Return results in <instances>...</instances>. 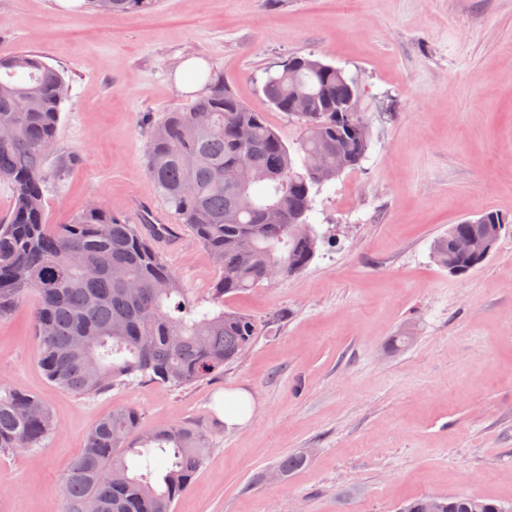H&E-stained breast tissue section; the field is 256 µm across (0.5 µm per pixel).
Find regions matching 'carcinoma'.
I'll return each instance as SVG.
<instances>
[{"instance_id":"1","label":"carcinoma","mask_w":512,"mask_h":512,"mask_svg":"<svg viewBox=\"0 0 512 512\" xmlns=\"http://www.w3.org/2000/svg\"><path fill=\"white\" fill-rule=\"evenodd\" d=\"M155 0H84L100 15L150 10ZM68 86L59 70L29 51L0 58V180L13 206L0 218V319L29 295L39 363L47 378L77 395H94L137 380L175 388L224 372L259 334L247 314L228 305L235 295L282 276L301 274L325 242L312 224L315 196L336 173L361 166L371 134L362 113L336 111L360 92L358 79L318 59L303 68L266 70L261 91L293 119L297 138L285 140L266 113L252 110L209 76L187 108L167 113L152 131L147 174L167 208L191 228L218 269L205 298L191 295L166 266L150 238L101 205L50 224L44 205L49 148L57 139ZM26 106L17 111V101ZM197 110L208 125L197 136L184 128ZM318 126L320 141L304 132ZM245 129L250 141L241 143ZM322 152L321 179L308 171L311 152ZM239 172L238 188L224 187V167ZM270 210L279 220H264ZM448 227L434 241L435 260L452 275L484 263L462 258L451 241L501 236L509 226L497 211ZM58 428L36 396L0 386V454L39 448ZM206 434L187 425L146 428L131 407L112 410L89 433L62 482L65 512H173L175 501L204 464ZM438 512H508L488 499L440 496Z\"/></svg>"}]
</instances>
